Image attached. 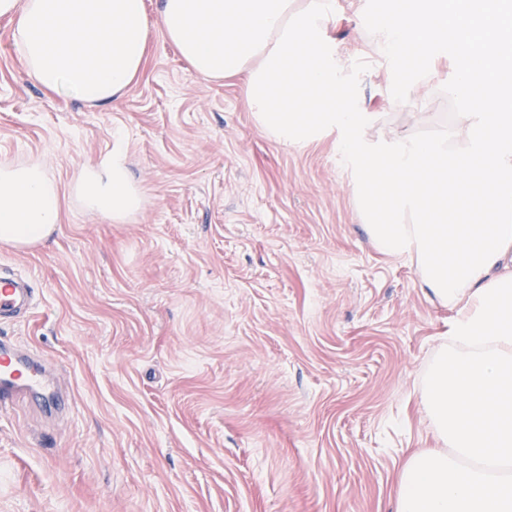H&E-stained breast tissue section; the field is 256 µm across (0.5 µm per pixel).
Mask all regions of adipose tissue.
Here are the masks:
<instances>
[{
  "label": "adipose tissue",
  "mask_w": 512,
  "mask_h": 512,
  "mask_svg": "<svg viewBox=\"0 0 512 512\" xmlns=\"http://www.w3.org/2000/svg\"><path fill=\"white\" fill-rule=\"evenodd\" d=\"M160 0L168 41L205 79L247 73L256 122L298 145L337 133L371 241L409 257L427 298L448 308L451 349L420 388L437 447L409 456L396 512H512V95L476 99L465 73L448 91L468 104L470 134L367 141L366 113L324 37L334 0ZM27 75L50 92L116 104L147 55L145 0H0ZM84 208L136 213L122 142L79 169ZM62 222L58 184L38 165L0 167V243L31 247Z\"/></svg>",
  "instance_id": "ef3b65f1"
}]
</instances>
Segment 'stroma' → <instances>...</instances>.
<instances>
[{
    "instance_id": "1",
    "label": "stroma",
    "mask_w": 512,
    "mask_h": 512,
    "mask_svg": "<svg viewBox=\"0 0 512 512\" xmlns=\"http://www.w3.org/2000/svg\"><path fill=\"white\" fill-rule=\"evenodd\" d=\"M146 3L145 70L112 107L30 81L0 19V165L64 196L46 244H0L33 290L0 339L53 381L0 411V512H396L434 445L417 393L448 311L370 240L337 135L269 137L244 75L199 78ZM366 4L335 0L326 27L365 137L443 134L452 59L396 102ZM117 140L144 193L119 223L71 190Z\"/></svg>"
}]
</instances>
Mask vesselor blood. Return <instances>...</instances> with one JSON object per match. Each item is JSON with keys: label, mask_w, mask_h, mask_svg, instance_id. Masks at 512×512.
<instances>
[{"label": "vessel or blood", "mask_w": 512, "mask_h": 512, "mask_svg": "<svg viewBox=\"0 0 512 512\" xmlns=\"http://www.w3.org/2000/svg\"><path fill=\"white\" fill-rule=\"evenodd\" d=\"M25 293L20 279L0 277V317H5L21 301ZM46 386V372L34 364L30 351L20 343L0 342V409L9 407L27 392H37Z\"/></svg>", "instance_id": "obj_1"}]
</instances>
